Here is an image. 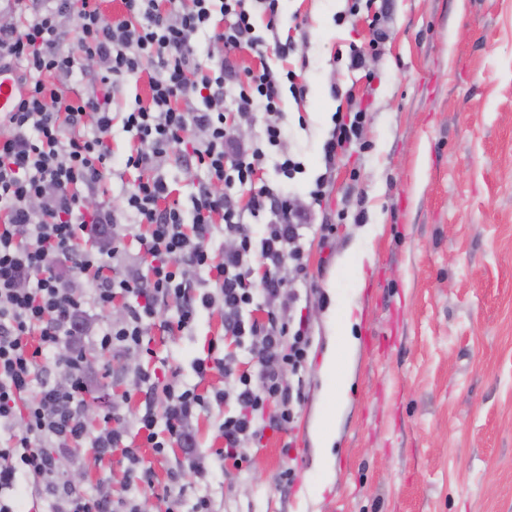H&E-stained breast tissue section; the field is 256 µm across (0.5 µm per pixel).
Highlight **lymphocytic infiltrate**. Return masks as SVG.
Segmentation results:
<instances>
[{"mask_svg":"<svg viewBox=\"0 0 512 512\" xmlns=\"http://www.w3.org/2000/svg\"><path fill=\"white\" fill-rule=\"evenodd\" d=\"M281 0H123L124 15L107 19L100 0H5L1 15L20 23L0 24V70L17 74L19 102L0 114V429L15 431L13 445L0 448V512H14L3 494L12 490L18 470L43 479L57 498L59 512H138L135 502L114 505L106 494L91 496L55 479L57 454L90 444L98 457L121 451L130 465L146 447L164 454L178 445L194 456L192 419L211 403L233 400L234 412L220 426V453L235 467L248 463L247 448L266 430L282 431L293 421L291 404L299 388L284 372L298 373L309 355L306 321L292 323L297 295L284 292L286 264L302 270L300 230L307 212L294 209L286 192L260 184L269 149L279 147L284 131L276 122L283 90L300 93L293 72L268 64L239 80L229 59L199 72L198 34L230 52L249 47L263 53L251 11L259 6L274 31ZM228 17L222 30H210L214 14ZM70 19L80 51L96 61L99 73L90 92L71 96L62 79L75 58L62 44L63 19ZM147 77L150 97L127 112L124 125L137 146L125 170L136 171L123 211L135 225L147 226L141 260L147 273L114 274L123 251L110 207L88 208L85 200L114 172L106 139L112 127V99L120 81ZM238 117L264 114L262 144L247 146L227 122L225 105ZM94 134H86V127ZM182 157L206 168L208 179L191 197L190 213L169 200L162 175L174 147ZM249 190L240 200V190ZM223 231L233 242L214 256L211 241ZM89 231L103 249L81 248L79 233ZM134 297L124 320L100 328L103 350L144 347L159 301L178 302V330L191 328L202 308L220 307L225 335L246 342L252 369L236 372L231 357L195 360L198 378L215 369L230 384L213 396L197 387L161 386L157 373L138 375L146 399L165 389L162 412L146 407L127 422L113 412V425L88 437L82 420L89 383L83 344L90 329L86 304L109 308L117 297ZM258 306L265 320L249 318ZM55 353L69 372L62 388L38 377L40 357Z\"/></svg>","mask_w":512,"mask_h":512,"instance_id":"obj_1","label":"lymphocytic infiltrate"}]
</instances>
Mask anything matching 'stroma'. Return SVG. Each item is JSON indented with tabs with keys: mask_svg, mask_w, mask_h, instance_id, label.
<instances>
[{
	"mask_svg": "<svg viewBox=\"0 0 512 512\" xmlns=\"http://www.w3.org/2000/svg\"><path fill=\"white\" fill-rule=\"evenodd\" d=\"M385 2L386 38L365 70L351 69L349 54L367 47L371 31L364 16L346 17L347 0H283L277 33L293 50L282 58L267 49L264 60L293 70L306 87L300 100L284 93L279 116L287 130L280 151L304 170L289 180L270 165L264 174L287 182L295 203L313 213L303 231L305 281L295 288L311 347L293 422L249 448L245 470H228L217 453L225 408L214 404L194 422L206 480L187 473L180 448L163 456L145 448L142 465L155 480L145 491L121 453L98 461L83 446L65 452L59 482L80 471L85 493L134 498L152 512H166L173 496L180 512H191L203 495L212 512H512V0ZM348 91L369 111L357 142L329 167L323 145ZM148 97L147 79L124 81L108 135L115 159L136 145L126 112ZM162 173L173 199L190 209L205 171L175 154ZM322 174L317 203L309 191ZM134 179L131 171L111 175L93 197L124 226L122 199ZM321 224L333 225L329 239ZM141 233L125 226L122 271L140 268ZM350 306L358 346L342 364L352 383L338 408L321 362ZM158 311L150 353L86 345L89 435L105 428L112 408L133 419L138 369L211 394L224 388L223 374L198 379L193 363L215 344L246 370L247 354L225 338L219 308L199 309L183 332L165 326L174 301ZM324 423L336 436L326 471L315 466L314 434ZM9 497L16 512H57L25 471Z\"/></svg>",
	"mask_w": 512,
	"mask_h": 512,
	"instance_id": "stroma-1",
	"label": "stroma"
}]
</instances>
